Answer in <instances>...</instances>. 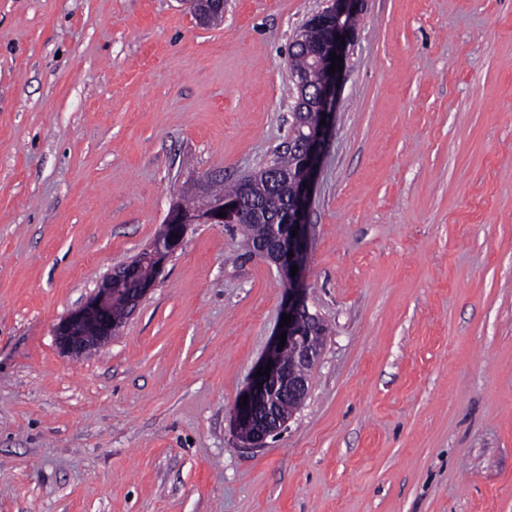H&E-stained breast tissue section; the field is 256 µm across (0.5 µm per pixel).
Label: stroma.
<instances>
[{"label":"stroma","mask_w":512,"mask_h":512,"mask_svg":"<svg viewBox=\"0 0 512 512\" xmlns=\"http://www.w3.org/2000/svg\"><path fill=\"white\" fill-rule=\"evenodd\" d=\"M322 0H0V512H512V0H366L306 220L328 327L264 447L286 290L190 225L103 348L54 327L199 176L283 141Z\"/></svg>","instance_id":"35a3bbf8"}]
</instances>
